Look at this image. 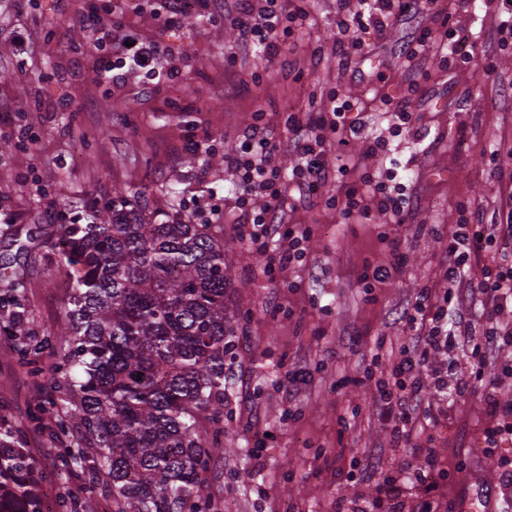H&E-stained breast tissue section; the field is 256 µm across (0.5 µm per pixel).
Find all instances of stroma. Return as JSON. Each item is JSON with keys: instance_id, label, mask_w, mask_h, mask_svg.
<instances>
[{"instance_id": "obj_1", "label": "stroma", "mask_w": 512, "mask_h": 512, "mask_svg": "<svg viewBox=\"0 0 512 512\" xmlns=\"http://www.w3.org/2000/svg\"><path fill=\"white\" fill-rule=\"evenodd\" d=\"M305 8L306 27L284 38L280 54L241 45L237 0H216L186 23L165 27L151 0H0V427L25 436L43 491L44 512H66L78 495V473L55 465L58 443L35 428L31 398L39 378L13 352V335L50 331L64 310L69 271L47 247L62 216L114 188L142 192L157 220L179 215L213 225L224 236V268L234 290L227 301L239 357L224 388V449L203 486L212 512H333L337 499L374 494L373 482H350L355 457L372 452L383 471L424 467L433 449L448 474L432 512H448L462 490L485 493L488 471H500L512 442L484 450L493 426L482 393L458 401L439 424L416 425L412 444L394 446L373 404L410 333L394 319L421 289L445 284L442 256L460 221L512 220V38L502 0H450L388 29L362 34L370 51L363 77L339 63L336 23L360 0H288ZM95 11L120 19L122 31L160 43L159 72L173 81L127 71L99 80L92 50L100 33L79 23ZM37 34L18 53L15 32ZM428 44L410 62L403 47ZM407 98L417 119L396 127L384 103ZM349 101L358 132H326L332 167L305 193L293 171L287 118L329 111ZM273 130L280 146L269 165L282 178L278 219L310 228L308 256L267 274L265 257L239 233L235 171L226 159L254 125ZM203 153H195L196 143ZM348 168L337 171V150ZM394 176L410 205L403 217L377 208L368 176ZM359 188L366 210L344 213V188ZM402 240V265L366 287L367 267L390 265L389 241ZM20 296L21 306L11 303ZM305 383L289 386V373Z\"/></svg>"}]
</instances>
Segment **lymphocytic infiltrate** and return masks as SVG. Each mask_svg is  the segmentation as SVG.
Masks as SVG:
<instances>
[{"label":"lymphocytic infiltrate","mask_w":512,"mask_h":512,"mask_svg":"<svg viewBox=\"0 0 512 512\" xmlns=\"http://www.w3.org/2000/svg\"><path fill=\"white\" fill-rule=\"evenodd\" d=\"M436 2L367 0L366 12L354 14L351 21H340L338 28L343 33L370 28L381 38L401 17ZM305 19V10L287 13L281 0H239L235 23L244 47L260 46L273 56L279 50L281 36L287 34L289 28H303ZM104 44L105 55L96 59L98 77L111 80L120 77L122 69L137 68L150 78H157L154 62L161 54L159 44L138 41L131 45L123 35L106 36ZM351 111V105L344 101L316 121L289 119L288 141L301 160L296 174L303 182L313 184L326 179L328 170L323 159L322 132L355 129ZM277 146L272 130L256 126L252 129L250 143L227 159L242 187L238 205L243 209V226L248 229L257 252L265 256L266 267L271 272L302 260L310 239L308 230L292 232L288 235L286 249L275 254L270 251L271 242L281 233L277 222L280 173L267 163L268 155ZM255 192L266 195L265 208L248 209V198ZM497 242L512 245V224L454 225L448 233V248L443 257L446 267L443 291L422 289L414 302L398 312V322L412 333L411 342L403 348L392 370V382L378 387L374 401L375 413L389 429L395 444L409 443L411 432L420 420L438 423L440 415L427 401V390H434L442 402L453 405L457 397L473 392V379L482 378L497 354L512 350V327L499 321L504 309L512 307V262L499 266L495 274L484 275L477 282L464 281L472 259ZM472 303L479 305V318L484 324L482 336L476 338L448 327L449 305ZM463 353L469 354V365H461L459 356ZM433 354L441 355L439 366H429L428 360ZM424 455V471L403 469L395 477L380 475L375 455L355 459L348 473L349 480H374L375 494L368 499L337 500L336 512H403L405 497L412 490L422 496L420 512H430L429 498L439 488L436 477L442 468L432 449H425Z\"/></svg>","instance_id":"obj_1"}]
</instances>
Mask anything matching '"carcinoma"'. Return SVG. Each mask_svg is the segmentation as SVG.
<instances>
[{"mask_svg":"<svg viewBox=\"0 0 512 512\" xmlns=\"http://www.w3.org/2000/svg\"><path fill=\"white\" fill-rule=\"evenodd\" d=\"M70 271L59 328L22 336L19 362L63 345L33 419L73 447L70 512H210L202 476L224 444V366L237 359L224 299V238L177 217L155 223L140 196L94 202L47 241ZM23 437L0 436V512H42Z\"/></svg>","mask_w":512,"mask_h":512,"instance_id":"1","label":"carcinoma"}]
</instances>
